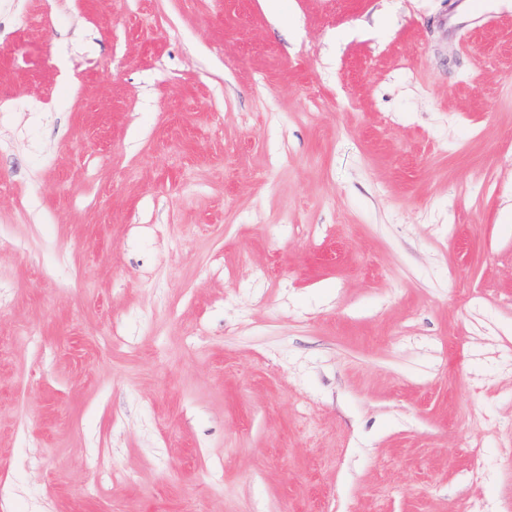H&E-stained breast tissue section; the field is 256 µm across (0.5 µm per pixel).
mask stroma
Masks as SVG:
<instances>
[{"instance_id":"1","label":"stroma","mask_w":512,"mask_h":512,"mask_svg":"<svg viewBox=\"0 0 512 512\" xmlns=\"http://www.w3.org/2000/svg\"><path fill=\"white\" fill-rule=\"evenodd\" d=\"M0 93V512H512V0H0Z\"/></svg>"}]
</instances>
